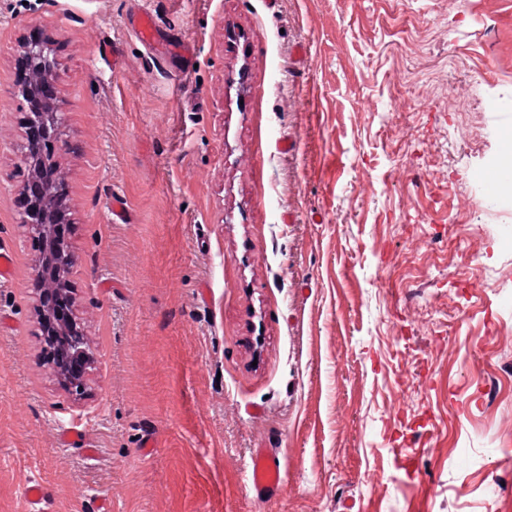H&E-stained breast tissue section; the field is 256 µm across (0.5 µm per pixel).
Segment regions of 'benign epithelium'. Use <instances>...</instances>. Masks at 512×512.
<instances>
[{
    "mask_svg": "<svg viewBox=\"0 0 512 512\" xmlns=\"http://www.w3.org/2000/svg\"><path fill=\"white\" fill-rule=\"evenodd\" d=\"M20 54L27 65L37 62L36 67L29 71L28 82L19 89L29 104L24 123L40 129L42 141L48 144L54 139L61 120L58 113L46 111V106L56 98L51 82L56 62L42 42L21 43ZM24 163L31 174L29 191L37 201L27 204L21 222L28 236L43 245L36 264L41 297L38 309L40 333L46 337L53 357L52 375L68 393L82 396L89 386V370L94 361L88 336L74 317L59 319L46 303L47 298L61 292L59 284L71 264L67 247L55 235L61 205L52 202L49 195L52 181L63 178V172L57 168L48 176L29 155L24 158Z\"/></svg>",
    "mask_w": 512,
    "mask_h": 512,
    "instance_id": "benign-epithelium-1",
    "label": "benign epithelium"
}]
</instances>
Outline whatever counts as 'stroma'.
<instances>
[{"label":"stroma","mask_w":512,"mask_h":512,"mask_svg":"<svg viewBox=\"0 0 512 512\" xmlns=\"http://www.w3.org/2000/svg\"><path fill=\"white\" fill-rule=\"evenodd\" d=\"M30 38L57 60L79 400L19 225ZM511 139L512 0H0V512H512ZM249 485L257 498L277 495L284 488L280 461L267 448H256L249 464Z\"/></svg>","instance_id":"35a3bbf8"}]
</instances>
